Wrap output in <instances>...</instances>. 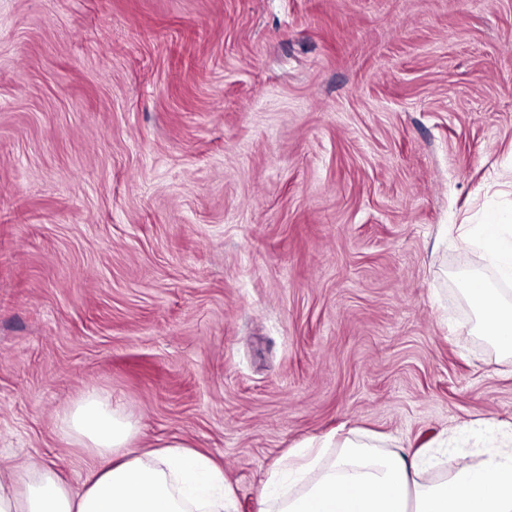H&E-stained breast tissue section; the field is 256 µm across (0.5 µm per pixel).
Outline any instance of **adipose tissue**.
Masks as SVG:
<instances>
[{"mask_svg":"<svg viewBox=\"0 0 512 512\" xmlns=\"http://www.w3.org/2000/svg\"><path fill=\"white\" fill-rule=\"evenodd\" d=\"M461 242L494 263L512 281V225L497 211L468 227ZM490 288L467 291L480 330L503 351H512V302H497ZM63 434L95 457L81 490L54 469L30 460L19 471H0V512H228L233 492L221 466L188 443L173 439L155 449L135 448L138 423L95 391L83 394L61 424ZM300 454L283 477H272L259 496L258 512H512V453L488 456L481 466H454L448 481L423 479L417 460L348 440L328 464Z\"/></svg>","mask_w":512,"mask_h":512,"instance_id":"1","label":"adipose tissue"}]
</instances>
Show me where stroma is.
Returning <instances> with one entry per match:
<instances>
[{
	"instance_id": "35a3bbf8",
	"label": "stroma",
	"mask_w": 512,
	"mask_h": 512,
	"mask_svg": "<svg viewBox=\"0 0 512 512\" xmlns=\"http://www.w3.org/2000/svg\"><path fill=\"white\" fill-rule=\"evenodd\" d=\"M512 210V0H0V469L87 390L235 512L334 435L435 481L512 429L457 242Z\"/></svg>"
}]
</instances>
